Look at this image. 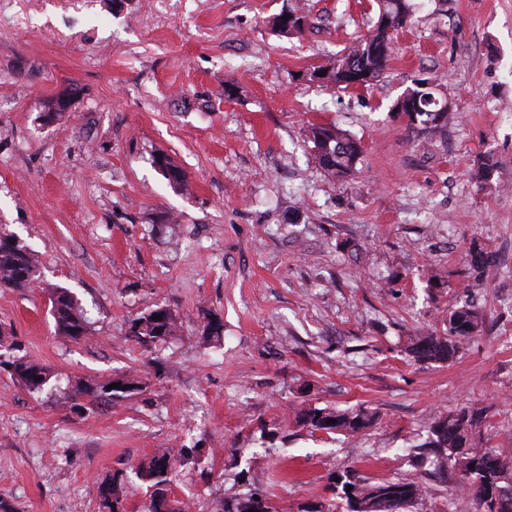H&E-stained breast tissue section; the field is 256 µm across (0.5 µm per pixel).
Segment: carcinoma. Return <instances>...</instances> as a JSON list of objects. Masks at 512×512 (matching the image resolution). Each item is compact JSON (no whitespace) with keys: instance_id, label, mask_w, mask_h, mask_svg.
<instances>
[{"instance_id":"carcinoma-1","label":"carcinoma","mask_w":512,"mask_h":512,"mask_svg":"<svg viewBox=\"0 0 512 512\" xmlns=\"http://www.w3.org/2000/svg\"><path fill=\"white\" fill-rule=\"evenodd\" d=\"M378 15L386 25L375 26L366 36L349 45L326 70L327 82L345 89L350 75L361 73L367 86L379 82L391 58V41L395 33L412 19L411 0H376ZM431 88L423 91L421 106L425 130L441 131L448 126L452 106L441 92L444 82L427 76ZM314 160L325 176L338 180L356 169L361 145L334 125H314L308 133ZM39 260L15 238L0 232V287L24 288L36 276ZM50 301L58 333L70 338L74 331H88L84 310L65 288H53ZM160 319H155V316ZM485 328L484 314L465 303L448 314V328L438 335L422 332L411 338L409 353L419 360L447 361L456 356L469 340L481 335ZM131 336L148 345L156 339L177 332L176 318L165 308H157L132 320ZM12 369L18 379L32 392L40 391L49 382L48 370L24 358L0 361ZM486 419V408L463 406L436 422L430 428L423 448L433 449L430 463L439 471L459 473L463 486L474 494L481 512H512V455L483 447L480 427ZM374 414L365 408L338 410L333 408H300L296 421L313 431L354 436L371 425ZM190 448H159L139 476L152 489L150 512H187L185 502L168 496L170 474L175 461L188 456ZM352 487L344 491L346 512H411L410 507L426 493L415 479L371 481L357 477L345 482ZM100 505L106 512H126L124 477L116 473L98 487ZM249 494L233 501H224L221 512H249L253 509Z\"/></svg>"}]
</instances>
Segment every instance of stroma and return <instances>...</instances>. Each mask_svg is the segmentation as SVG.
Returning <instances> with one entry per match:
<instances>
[{
	"label": "stroma",
	"instance_id": "stroma-1",
	"mask_svg": "<svg viewBox=\"0 0 512 512\" xmlns=\"http://www.w3.org/2000/svg\"><path fill=\"white\" fill-rule=\"evenodd\" d=\"M414 4L382 81L340 89L309 74L367 34L374 0H0V230L40 261L27 287L0 288V357L51 374L33 392L0 368L13 512H100L118 471L128 512H148L138 465L182 447L169 494L191 512L253 492L327 508L350 471L420 481L411 512H477L422 444L479 404L485 446L512 451V0ZM289 10L311 30L279 35ZM429 72L457 106L442 133L391 110ZM330 123L363 150L340 182L306 140ZM476 249L494 258L479 274ZM53 286L86 310L81 339L58 334ZM467 301L483 335L448 362L408 354ZM160 307L178 333L138 343L132 319ZM125 373L142 390L75 393ZM302 405L377 420L313 432Z\"/></svg>",
	"mask_w": 512,
	"mask_h": 512
}]
</instances>
